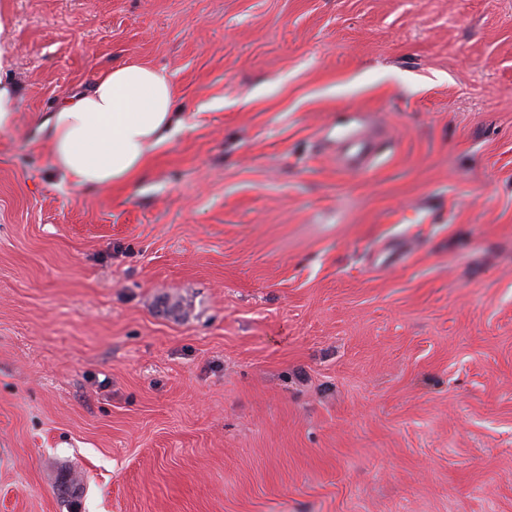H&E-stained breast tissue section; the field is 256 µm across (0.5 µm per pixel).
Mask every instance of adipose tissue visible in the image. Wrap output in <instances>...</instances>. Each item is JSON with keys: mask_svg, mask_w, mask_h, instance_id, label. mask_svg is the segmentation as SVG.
Segmentation results:
<instances>
[{"mask_svg": "<svg viewBox=\"0 0 512 512\" xmlns=\"http://www.w3.org/2000/svg\"><path fill=\"white\" fill-rule=\"evenodd\" d=\"M173 100L163 72L136 63L112 67L44 120L54 167L80 188L130 183L150 152L180 126Z\"/></svg>", "mask_w": 512, "mask_h": 512, "instance_id": "ef3b65f1", "label": "adipose tissue"}]
</instances>
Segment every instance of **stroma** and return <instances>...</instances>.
Wrapping results in <instances>:
<instances>
[{
    "instance_id": "1",
    "label": "stroma",
    "mask_w": 512,
    "mask_h": 512,
    "mask_svg": "<svg viewBox=\"0 0 512 512\" xmlns=\"http://www.w3.org/2000/svg\"><path fill=\"white\" fill-rule=\"evenodd\" d=\"M0 55V512H512V0H0ZM127 62L183 126L76 188L41 123ZM16 87L0 77V131H9L15 123L17 106ZM346 144L345 168L354 174L363 173L367 169L372 153V141L364 135L351 134L348 136ZM57 494L67 501H75L80 498L82 493V483L78 476L70 471L61 473L55 485Z\"/></svg>"
}]
</instances>
